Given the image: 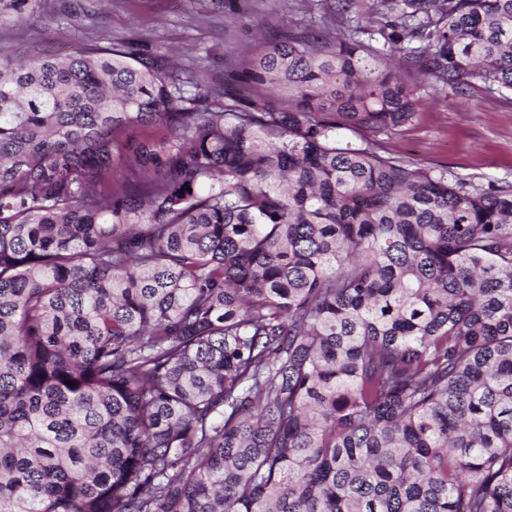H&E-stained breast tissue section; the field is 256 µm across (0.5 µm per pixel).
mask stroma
<instances>
[{
    "instance_id": "stroma-1",
    "label": "stroma",
    "mask_w": 512,
    "mask_h": 512,
    "mask_svg": "<svg viewBox=\"0 0 512 512\" xmlns=\"http://www.w3.org/2000/svg\"><path fill=\"white\" fill-rule=\"evenodd\" d=\"M97 0H43L39 21L0 26L4 56H64L103 33L113 39L137 38L168 55L202 57L214 78H223L242 53L278 26L309 23L316 0H250L246 24L226 27L224 12L211 0H112L111 8L72 26L70 16ZM413 121L376 135L380 154L422 165L497 188L512 184V91L487 92L473 84L467 96L422 86Z\"/></svg>"
}]
</instances>
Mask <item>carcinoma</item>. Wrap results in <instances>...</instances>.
<instances>
[{"instance_id": "obj_1", "label": "carcinoma", "mask_w": 512, "mask_h": 512, "mask_svg": "<svg viewBox=\"0 0 512 512\" xmlns=\"http://www.w3.org/2000/svg\"><path fill=\"white\" fill-rule=\"evenodd\" d=\"M319 2L228 83L0 58V512H512V186L372 143L512 0Z\"/></svg>"}]
</instances>
